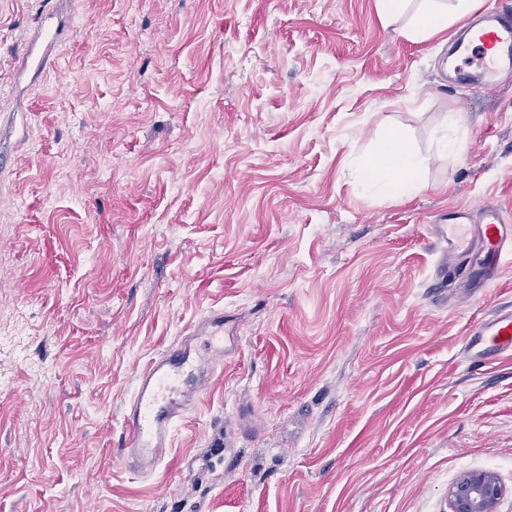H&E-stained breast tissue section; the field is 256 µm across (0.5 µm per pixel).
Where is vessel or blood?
Instances as JSON below:
<instances>
[{
	"label": "vessel or blood",
	"mask_w": 512,
	"mask_h": 512,
	"mask_svg": "<svg viewBox=\"0 0 512 512\" xmlns=\"http://www.w3.org/2000/svg\"><path fill=\"white\" fill-rule=\"evenodd\" d=\"M459 60V82L493 87L512 78V8L486 10L453 41ZM441 246L434 278L444 284L449 259L462 260L463 289L493 283L506 254L512 253V221L493 205L485 206L480 221L471 212H449L436 225ZM198 339H185L153 357L138 377L128 402L125 432L119 454L130 467L155 469L164 460L173 426L190 411L210 376L224 365V312L212 311L198 330ZM464 347L471 363L488 365L512 358V306L496 308L488 319L466 333Z\"/></svg>",
	"instance_id": "vessel-or-blood-1"
}]
</instances>
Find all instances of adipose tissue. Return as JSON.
Instances as JSON below:
<instances>
[{
	"instance_id": "1",
	"label": "adipose tissue",
	"mask_w": 512,
	"mask_h": 512,
	"mask_svg": "<svg viewBox=\"0 0 512 512\" xmlns=\"http://www.w3.org/2000/svg\"><path fill=\"white\" fill-rule=\"evenodd\" d=\"M407 0H378L381 17L401 23L406 36L426 39L465 20L474 8L473 0H420L412 15H405ZM424 158L413 151L402 134L394 133L382 141L376 152L361 159L354 171L365 191L371 195L409 197L422 188L418 174Z\"/></svg>"
}]
</instances>
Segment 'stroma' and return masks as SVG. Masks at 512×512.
Wrapping results in <instances>:
<instances>
[{
    "mask_svg": "<svg viewBox=\"0 0 512 512\" xmlns=\"http://www.w3.org/2000/svg\"><path fill=\"white\" fill-rule=\"evenodd\" d=\"M451 37L377 0H0V512H450L470 470L512 512V360L462 343L512 254L429 290L448 208L512 216V83L457 84ZM394 128L405 199L351 175ZM220 308L238 351L134 470L139 374ZM457 123L458 119L450 116L448 122H446L439 132L438 145L443 153H459L462 148V144L458 137Z\"/></svg>",
    "mask_w": 512,
    "mask_h": 512,
    "instance_id": "obj_1",
    "label": "stroma"
}]
</instances>
